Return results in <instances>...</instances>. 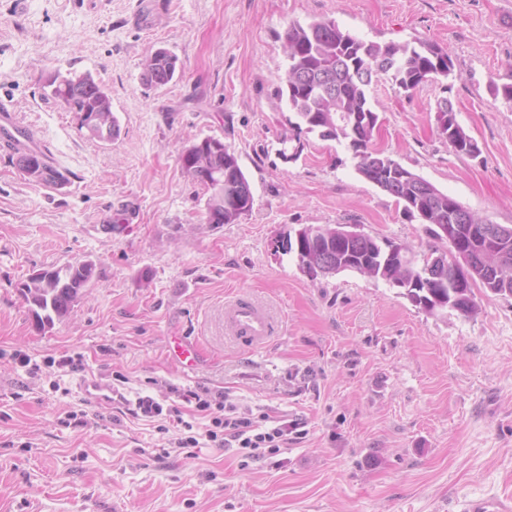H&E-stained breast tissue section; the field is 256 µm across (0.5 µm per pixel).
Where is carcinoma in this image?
<instances>
[{"label": "carcinoma", "mask_w": 512, "mask_h": 512, "mask_svg": "<svg viewBox=\"0 0 512 512\" xmlns=\"http://www.w3.org/2000/svg\"><path fill=\"white\" fill-rule=\"evenodd\" d=\"M286 42L291 64L285 95L288 106L297 116L295 127L298 133L316 132L324 140L347 142L354 157L358 158L356 170L360 174H379L393 167L405 170L398 161L373 146L379 115L368 95L374 78L368 64L372 59L385 58L388 62L386 76L392 87L409 93L428 81L448 78L451 70L438 71L432 62L433 54L442 48L432 40L420 38L404 44L381 45L353 35L329 18L289 26ZM171 57L170 53L160 57L150 55L143 63L146 70L158 74L163 86L171 82L177 73L175 64L170 62ZM325 61L333 67L328 89L303 85L300 76L307 70L320 68ZM89 80V75L54 74L47 80V87L51 88L49 96L77 113L82 122L96 112L102 123L118 125L112 112L111 97L101 86L95 82L91 84ZM445 140L455 153L465 156L471 155L469 147L475 142L457 122ZM15 155L18 161L28 160L29 166L20 169L28 181L47 184L51 179H58L64 184L68 182V177L53 167L41 150L18 149ZM228 166L241 170L235 153L209 149L198 151L192 165L183 164L181 169L188 178L213 193L217 190L216 171ZM420 211L427 213V219L423 220L425 224L448 223V194H443L440 201L422 200ZM311 230L312 227L305 226L302 234L306 255L315 261L327 252L341 270L364 273L386 282L394 278L411 284L420 276L421 269L413 262L401 267L379 260L383 246L369 235L350 247L336 241V235L330 228L326 229L330 238L324 237L313 243ZM94 275L95 265L92 263L83 267L63 264L31 275L21 284L20 293L30 314L38 320L40 330L52 328L55 322L70 314L73 304ZM405 296L429 314L444 311L451 304L463 314L469 308L475 309L473 298L459 297L450 288H409Z\"/></svg>", "instance_id": "obj_1"}]
</instances>
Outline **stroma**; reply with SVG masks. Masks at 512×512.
I'll use <instances>...</instances> for the list:
<instances>
[{"mask_svg":"<svg viewBox=\"0 0 512 512\" xmlns=\"http://www.w3.org/2000/svg\"><path fill=\"white\" fill-rule=\"evenodd\" d=\"M329 17L368 41L427 38L451 57L447 82L411 93L375 79L376 145L482 220L512 226V0H0V97L66 174L24 179L0 148V512H461L512 500V296L475 289L476 314H429L355 271L309 277L278 252L286 232L354 224L407 248L446 251L428 225L363 179L346 143L302 135L286 87L290 24ZM174 53L182 76L148 83L143 59ZM56 72L90 74L112 99L102 143L45 96ZM449 97L481 153L438 132ZM234 151L251 211L205 223L206 189L182 171L205 137ZM75 258L95 276L70 315L33 324L19 290ZM265 306L277 336L246 350L227 306ZM183 336L200 351L185 366ZM74 365H63L65 357ZM123 379L125 402L94 406L85 380ZM188 390L223 392L240 415L298 420L278 460L133 418L149 395L191 420Z\"/></svg>","mask_w":512,"mask_h":512,"instance_id":"obj_1","label":"stroma"}]
</instances>
